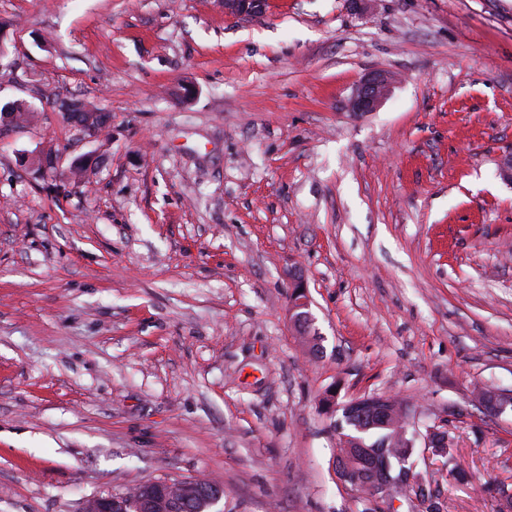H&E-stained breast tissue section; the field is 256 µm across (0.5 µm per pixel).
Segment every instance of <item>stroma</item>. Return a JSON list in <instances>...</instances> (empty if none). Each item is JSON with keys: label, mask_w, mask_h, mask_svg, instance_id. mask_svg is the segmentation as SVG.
I'll return each mask as SVG.
<instances>
[{"label": "stroma", "mask_w": 512, "mask_h": 512, "mask_svg": "<svg viewBox=\"0 0 512 512\" xmlns=\"http://www.w3.org/2000/svg\"><path fill=\"white\" fill-rule=\"evenodd\" d=\"M0 22V102L35 113L0 135V512L193 478L220 512H363L332 386L448 430L451 458L417 461L431 498L396 512H494L512 409L470 392L512 389V0H0ZM380 69L391 95L354 115ZM47 154L85 183L58 195ZM264 0H224V13L233 17L253 16L261 13ZM393 82V76L384 70L366 75L354 90L352 111L360 114L374 112L390 94Z\"/></svg>", "instance_id": "35a3bbf8"}]
</instances>
